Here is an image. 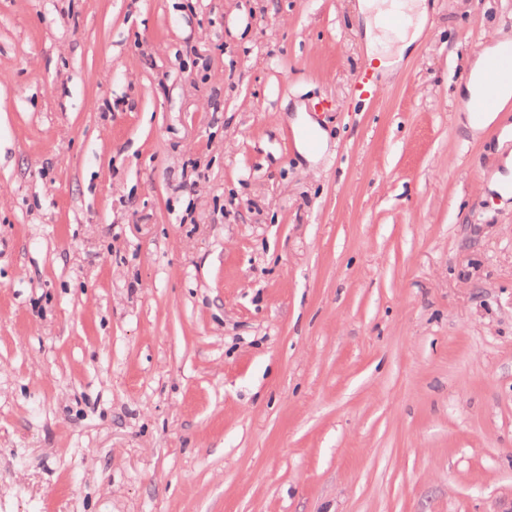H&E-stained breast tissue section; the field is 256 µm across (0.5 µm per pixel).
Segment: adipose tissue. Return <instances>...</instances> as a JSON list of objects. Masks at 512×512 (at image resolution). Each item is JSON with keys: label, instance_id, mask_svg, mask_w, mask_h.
I'll return each mask as SVG.
<instances>
[{"label": "adipose tissue", "instance_id": "ef3b65f1", "mask_svg": "<svg viewBox=\"0 0 512 512\" xmlns=\"http://www.w3.org/2000/svg\"><path fill=\"white\" fill-rule=\"evenodd\" d=\"M406 14L407 25L391 33L384 26V18L389 10ZM359 11L365 21V35L369 47L378 48L377 58L382 68L393 69L402 61L405 53L421 38L427 23V6L425 0H360ZM484 61L476 59L470 69L467 81L459 89L461 99L465 102L463 122L472 131H480L493 123L495 113L476 114L474 105L482 89V72Z\"/></svg>", "mask_w": 512, "mask_h": 512}]
</instances>
